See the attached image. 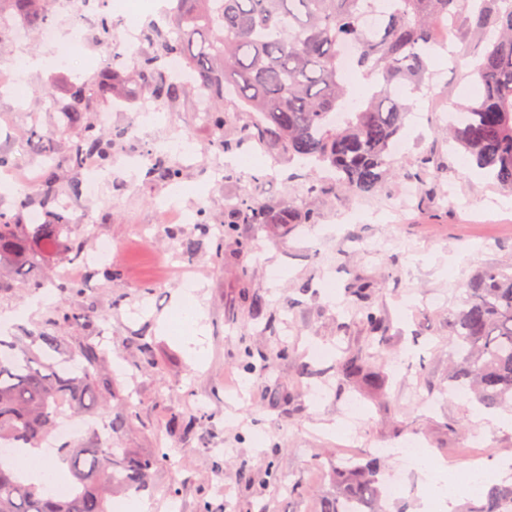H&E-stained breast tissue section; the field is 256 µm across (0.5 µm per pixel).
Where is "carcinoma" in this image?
<instances>
[{
	"label": "carcinoma",
	"mask_w": 512,
	"mask_h": 512,
	"mask_svg": "<svg viewBox=\"0 0 512 512\" xmlns=\"http://www.w3.org/2000/svg\"><path fill=\"white\" fill-rule=\"evenodd\" d=\"M55 0H0V25L37 30L50 24ZM378 10L376 0H175L170 11L176 36L150 27L152 53L134 66L139 94L157 103L178 98L185 83L166 74L162 62L181 59L219 133L213 146L224 151V128L241 112L249 120L236 126L241 143L286 157L302 166L333 174L311 192L334 195L382 191L393 176L406 181L436 176L429 153L418 171L394 169L391 147L405 126L410 106L399 97L406 88L425 87L438 51L452 42L468 47L479 93L454 109L466 120L448 124L456 143L478 168L512 193V0H387L377 24L364 18ZM356 46L358 83L348 81L341 48ZM128 77L106 59L95 86L78 82L58 103L63 127L73 130L67 168L77 173L87 160L112 163L115 142L88 120L95 99L119 98ZM31 151L43 157L37 186L12 210L0 209V270L6 268L35 290L44 287L28 274L43 255L61 252L84 260L82 244L71 239L60 190L62 168L50 159L41 140ZM149 174L175 183L182 170L163 151L154 153ZM36 198L44 223H22L29 200ZM318 215L301 217L275 210L250 197L228 209L224 233L238 224H314ZM357 314L371 334L384 330L382 316L363 306ZM85 315L58 309L34 330L0 337V444L13 454L0 457V512H110L112 495L149 489L152 468L164 454L134 455L115 448L92 430L55 448V467L66 469V491L27 482L16 463L22 448L48 441L61 417L91 412L100 400L105 355L95 343L69 354L72 365L44 359L62 350L59 331ZM456 359L450 363L448 391L476 402L479 409L512 410V264L489 266L467 285L466 297L448 316ZM377 350L345 354L336 371L360 392L383 386ZM381 458L366 454L336 466L332 486L320 498L319 512H382L385 497ZM512 505V482H489L477 502L462 512H502Z\"/></svg>",
	"instance_id": "cac0c4a2"
}]
</instances>
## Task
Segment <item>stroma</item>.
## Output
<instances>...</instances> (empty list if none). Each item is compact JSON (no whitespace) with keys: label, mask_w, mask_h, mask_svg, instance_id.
I'll return each instance as SVG.
<instances>
[{"label":"stroma","mask_w":512,"mask_h":512,"mask_svg":"<svg viewBox=\"0 0 512 512\" xmlns=\"http://www.w3.org/2000/svg\"><path fill=\"white\" fill-rule=\"evenodd\" d=\"M62 50L30 37L17 43L15 31L0 30V70L26 58L40 59L22 71L25 93L0 90V152L17 160V171L41 164L30 152L31 138L46 136L55 159L67 153L56 135L58 101L68 81L87 75L85 61H102L100 41H75ZM437 78L428 93L414 94L395 155V169H412L421 153L435 151L442 165L438 189L416 195L395 219L386 218L387 199L402 183L393 179L376 196L318 194L322 171L273 160L242 146L254 157L251 169H226L224 153L211 147L216 134L195 92L162 104L145 118L138 141L127 151L139 159L138 176L115 177L89 188L80 172L79 197L64 196L72 230L94 252L99 241L112 245L111 262L121 275L106 280L98 263L49 257L41 278L70 270L83 283L78 294L49 297L23 288L11 277L0 285V315L12 316L13 329L33 328L53 310L94 313L93 324L66 326L62 341L76 347L102 342L114 370V397L91 416L101 435L116 447L140 454L164 450L168 459L154 469L144 496L153 512H317L329 488L332 462L351 459L369 448H388L417 438L436 458L464 465L470 441L479 437L483 462L494 481L511 480L503 470L512 454V430L484 423L475 403L443 395L448 385V314L466 292L469 279L484 267L512 264V193L487 178L434 130L452 104L466 102L479 87L469 77L464 49L454 58L433 62ZM188 136L185 144L173 133ZM164 148L183 170L182 184L202 186L201 194L171 204L172 185L148 173V155ZM260 181L259 201L281 210H312L318 224H242L235 237L224 235V196L247 195ZM209 214L210 229L195 222L198 209ZM373 282L370 303L386 317L380 338L390 379L385 390L364 396L336 378L342 351H363L369 336L355 321L352 284ZM200 283L199 300L208 332L199 360L186 344L160 331L186 282ZM266 302L254 315L249 294ZM150 353H143L142 344ZM266 372L244 375L238 365L243 349ZM207 417L187 436L169 431L173 414ZM125 414L129 426L109 425ZM255 470L274 463L280 482L239 477L237 462Z\"/></svg>","instance_id":"35a3bbf8"}]
</instances>
